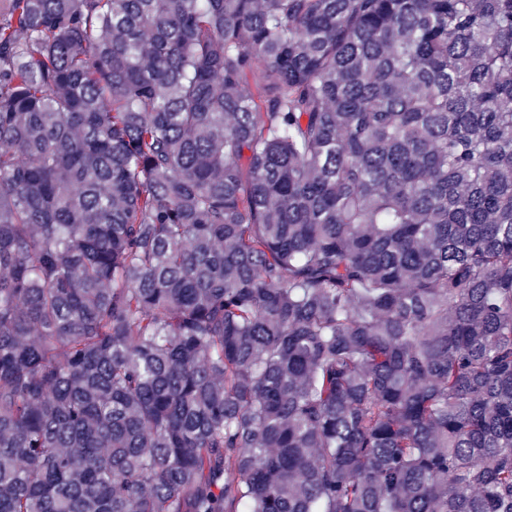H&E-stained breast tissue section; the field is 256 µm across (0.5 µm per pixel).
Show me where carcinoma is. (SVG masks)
<instances>
[{
    "label": "carcinoma",
    "mask_w": 512,
    "mask_h": 512,
    "mask_svg": "<svg viewBox=\"0 0 512 512\" xmlns=\"http://www.w3.org/2000/svg\"><path fill=\"white\" fill-rule=\"evenodd\" d=\"M0 512H512V0H0Z\"/></svg>",
    "instance_id": "cac0c4a2"
}]
</instances>
